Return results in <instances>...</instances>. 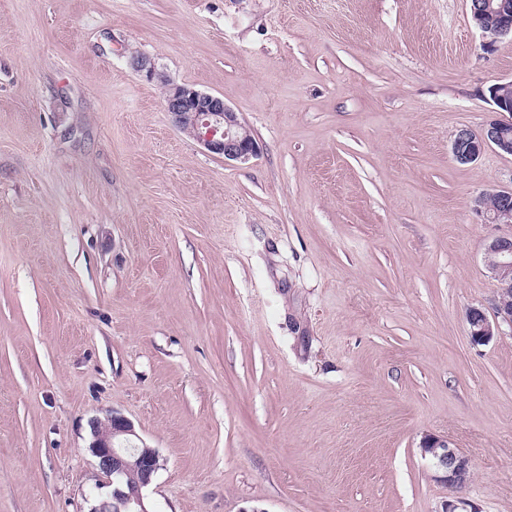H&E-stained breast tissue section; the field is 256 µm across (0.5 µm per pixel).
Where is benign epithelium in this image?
<instances>
[{"mask_svg":"<svg viewBox=\"0 0 512 512\" xmlns=\"http://www.w3.org/2000/svg\"><path fill=\"white\" fill-rule=\"evenodd\" d=\"M470 12L472 23L489 38V43L512 36V6L507 0H474ZM490 97L494 112L500 117L489 120L478 133L469 128L457 131L452 154L460 164L475 162L487 146L512 155V96L507 84L491 87ZM165 106L179 130L224 160L246 163L257 156L255 141L245 133L238 114L223 98L175 85L167 88ZM496 195L497 207L489 208L480 194L472 200L473 210L487 224H512V189L498 190ZM484 261L496 282V295L491 310L472 307L466 315L471 339L481 345L512 332V308L500 302L501 296L512 293V234L493 237L486 245ZM89 428V450L105 477L102 487L107 489L95 499L90 512H148L144 491L161 468L159 452L137 445L133 423L118 411L106 414L104 421L90 420ZM421 448L431 456L440 482L450 488L467 483L470 462L447 438L427 435ZM130 470L139 474L136 483L125 488L113 486L112 476Z\"/></svg>","mask_w":512,"mask_h":512,"instance_id":"7a95c632","label":"benign epithelium"}]
</instances>
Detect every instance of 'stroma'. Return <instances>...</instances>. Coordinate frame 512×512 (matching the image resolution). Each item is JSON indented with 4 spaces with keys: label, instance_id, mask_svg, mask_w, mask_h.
Listing matches in <instances>:
<instances>
[{
    "label": "stroma",
    "instance_id": "1",
    "mask_svg": "<svg viewBox=\"0 0 512 512\" xmlns=\"http://www.w3.org/2000/svg\"><path fill=\"white\" fill-rule=\"evenodd\" d=\"M165 79L257 156L181 132ZM509 81L469 0H0V512H90L112 409L150 512H512V335L466 322L512 156L451 153ZM165 106L179 130L224 161L246 163L257 156L255 141L223 98L175 85L167 88ZM498 198L497 199L494 194L486 193V195H478L472 200V207L475 213L482 217L484 223L487 224H512V189L510 190H498L494 192ZM489 207H496L490 209ZM424 454L431 456L433 465L439 473V481L454 488L464 486L470 475V462L466 456L460 453L448 437L427 435L420 446Z\"/></svg>",
    "mask_w": 512,
    "mask_h": 512
}]
</instances>
